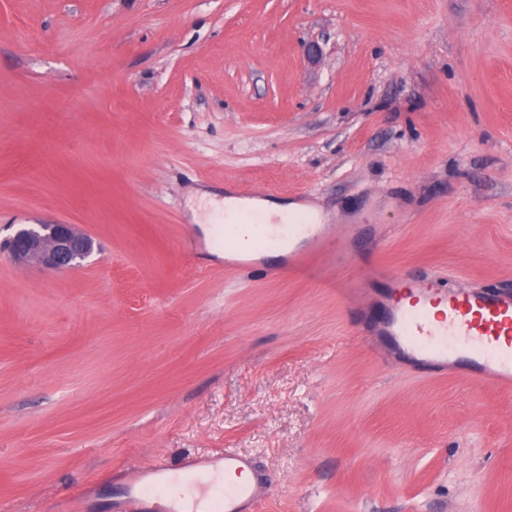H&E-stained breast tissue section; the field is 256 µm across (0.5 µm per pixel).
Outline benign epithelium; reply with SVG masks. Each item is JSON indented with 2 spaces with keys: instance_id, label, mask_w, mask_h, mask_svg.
Returning <instances> with one entry per match:
<instances>
[{
  "instance_id": "7a95c632",
  "label": "benign epithelium",
  "mask_w": 512,
  "mask_h": 512,
  "mask_svg": "<svg viewBox=\"0 0 512 512\" xmlns=\"http://www.w3.org/2000/svg\"><path fill=\"white\" fill-rule=\"evenodd\" d=\"M18 263H37L58 272L74 270L94 252V240L71 224H21L7 242Z\"/></svg>"
}]
</instances>
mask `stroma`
Segmentation results:
<instances>
[{
  "instance_id": "1",
  "label": "stroma",
  "mask_w": 512,
  "mask_h": 512,
  "mask_svg": "<svg viewBox=\"0 0 512 512\" xmlns=\"http://www.w3.org/2000/svg\"><path fill=\"white\" fill-rule=\"evenodd\" d=\"M360 229L226 269L197 198ZM0 502L125 512L159 462L250 456L262 512H512V394L366 335L360 267L512 287V0H0ZM246 204L257 206L261 208L268 217H274L277 219H288V217L296 212H302L304 209L298 203H281L276 201L266 200H252L247 201ZM18 263H37L58 272L77 269L94 252L95 242L71 224H21L7 242Z\"/></svg>"
}]
</instances>
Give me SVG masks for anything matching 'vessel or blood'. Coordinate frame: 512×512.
<instances>
[{
	"mask_svg": "<svg viewBox=\"0 0 512 512\" xmlns=\"http://www.w3.org/2000/svg\"><path fill=\"white\" fill-rule=\"evenodd\" d=\"M237 222L256 229L251 241L254 258L245 262V269L264 271V252H294L313 242L321 243L333 264L347 262L345 250L326 225L303 220L273 222L256 212L239 215ZM383 331L390 342L429 369L459 366L469 379L512 391V290L492 284L458 287L436 270H423L405 300L389 308ZM219 461L224 467V486L215 494L214 512H254L262 495L256 482L242 477L251 469V460L228 450ZM173 472L167 464L156 465L153 481L131 488L130 506L164 492Z\"/></svg>",
	"mask_w": 512,
	"mask_h": 512,
	"instance_id": "obj_1",
	"label": "vessel or blood"
}]
</instances>
